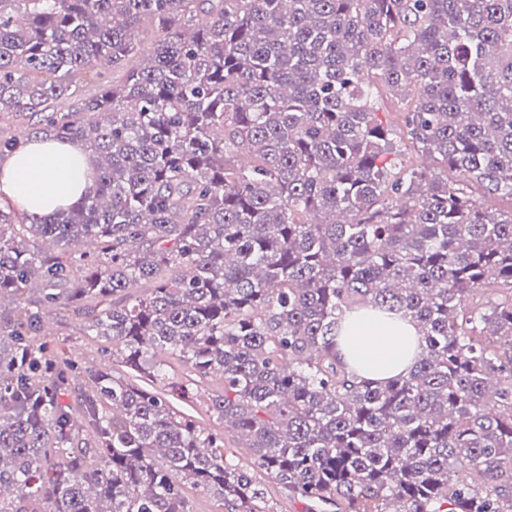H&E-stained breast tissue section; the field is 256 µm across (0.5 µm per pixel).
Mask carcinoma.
Returning a JSON list of instances; mask_svg holds the SVG:
<instances>
[{
  "label": "carcinoma",
  "instance_id": "cac0c4a2",
  "mask_svg": "<svg viewBox=\"0 0 512 512\" xmlns=\"http://www.w3.org/2000/svg\"><path fill=\"white\" fill-rule=\"evenodd\" d=\"M376 83L456 178L397 161ZM39 133L96 170L44 218L0 200V512H274L263 474L512 512V210L475 195L512 199V0H0V154ZM71 308L129 379L40 338ZM361 309L414 326L406 374L348 370ZM170 359L222 375L245 462L151 390Z\"/></svg>",
  "mask_w": 512,
  "mask_h": 512
}]
</instances>
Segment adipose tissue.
I'll return each mask as SVG.
<instances>
[{"label": "adipose tissue", "instance_id": "obj_1", "mask_svg": "<svg viewBox=\"0 0 512 512\" xmlns=\"http://www.w3.org/2000/svg\"><path fill=\"white\" fill-rule=\"evenodd\" d=\"M94 166L93 155L81 146L35 138L0 158V197L27 215L48 216L80 200ZM339 341L352 371L372 381L406 374L420 351L410 324L368 314L352 316Z\"/></svg>", "mask_w": 512, "mask_h": 512}]
</instances>
